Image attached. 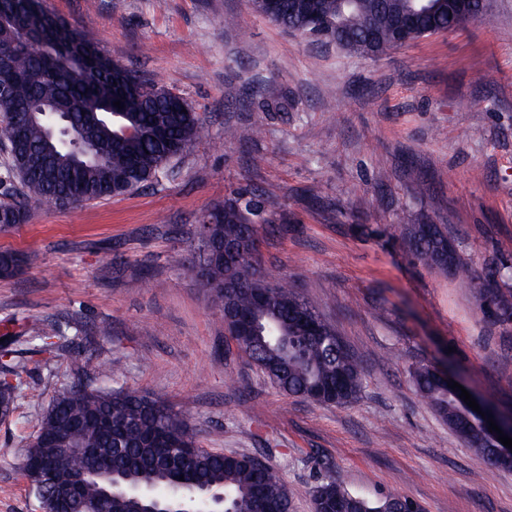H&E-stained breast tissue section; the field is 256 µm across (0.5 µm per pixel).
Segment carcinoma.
<instances>
[{"label": "carcinoma", "instance_id": "1", "mask_svg": "<svg viewBox=\"0 0 512 512\" xmlns=\"http://www.w3.org/2000/svg\"><path fill=\"white\" fill-rule=\"evenodd\" d=\"M250 9L273 24L303 36L320 31L317 40L331 42L340 35V50L355 56L376 58L397 47L393 17H414L409 40L428 37L436 29L462 28L469 18L440 0L434 11H420L415 0H319L313 17L299 0H279L270 14L262 0H248ZM81 53L86 74L72 69L73 56ZM0 124L14 145L0 172V228L24 222L23 201L35 199L54 208L131 194L159 181L170 165L205 133L203 120L183 97L152 85L145 77L113 62L101 53L92 32H79L66 19L49 12L42 0H0ZM121 101V107L113 105ZM54 112L55 122L80 132L90 156H77L53 133L46 117L36 108ZM274 223L254 191H234L209 215L208 238L214 244L238 240L250 231L260 234ZM410 249L433 266L447 235L438 224H406ZM27 258L0 252V277L14 275ZM197 275L213 296L219 311L224 303L249 314L260 326L254 336H238L232 325L226 330L238 351L252 360L283 392L303 398L343 378L336 405H345L363 388L361 363L341 340L330 349L312 336L305 319L320 314L286 281L268 284L257 252L248 251L233 265L198 260ZM233 281V296H224V282ZM504 314L512 311V292L482 288ZM35 339L44 352L66 347L72 370L82 377L94 371L74 339L64 335L54 319L42 321ZM18 336L0 343V392L3 418L14 410L24 390L28 361L13 345ZM417 392L442 417L448 415V388L431 367L414 369ZM484 457L485 439L478 429L459 432ZM23 473L40 501L43 512H52L53 489L77 483L81 495L66 512H137L127 490L153 487L185 492L208 490L224 493L232 512H289L285 482L251 455L228 456L197 445L188 417L165 402L135 389L104 390L80 382L58 391L51 404L36 416ZM112 486V501L103 488ZM314 496L339 501L358 499V512H380L389 501L400 505L403 496L393 493L381 499L357 497L337 479H331Z\"/></svg>", "mask_w": 512, "mask_h": 512}]
</instances>
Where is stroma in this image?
Masks as SVG:
<instances>
[{"label":"stroma","instance_id":"obj_1","mask_svg":"<svg viewBox=\"0 0 512 512\" xmlns=\"http://www.w3.org/2000/svg\"><path fill=\"white\" fill-rule=\"evenodd\" d=\"M489 4L493 24L363 59L246 0H45L111 59L186 98L206 135L132 194L72 209L28 200L26 221L0 230V252L29 258L0 277V337L59 320L92 357V386L146 392L189 416L200 447L264 460L291 512H314L332 478L421 512H512V468H490L412 379L441 369L512 415V318L478 293L488 276L512 291V0ZM480 72L492 83L478 86ZM253 125L249 140L224 138ZM239 188L287 213L260 234L261 268L292 281L358 357L355 401L280 392L229 340L195 273L172 264ZM404 215L447 230L472 278L419 262ZM72 381L68 355L31 363L32 394L0 421V512H42L21 463L36 413Z\"/></svg>","mask_w":512,"mask_h":512}]
</instances>
